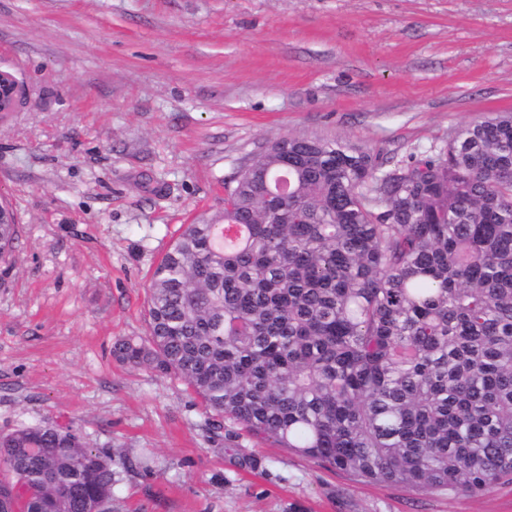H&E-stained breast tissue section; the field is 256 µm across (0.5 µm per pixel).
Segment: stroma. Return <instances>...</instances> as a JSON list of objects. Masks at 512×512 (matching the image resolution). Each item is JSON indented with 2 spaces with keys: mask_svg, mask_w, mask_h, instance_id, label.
<instances>
[{
  "mask_svg": "<svg viewBox=\"0 0 512 512\" xmlns=\"http://www.w3.org/2000/svg\"><path fill=\"white\" fill-rule=\"evenodd\" d=\"M0 199L19 219L0 273V432L74 423L118 459L152 449L117 512H512L368 483L225 423L175 378L117 362L184 224L223 208L282 137L386 156L512 111V0H0Z\"/></svg>",
  "mask_w": 512,
  "mask_h": 512,
  "instance_id": "35a3bbf8",
  "label": "stroma"
}]
</instances>
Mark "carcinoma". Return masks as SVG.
Here are the masks:
<instances>
[{
    "label": "carcinoma",
    "mask_w": 512,
    "mask_h": 512,
    "mask_svg": "<svg viewBox=\"0 0 512 512\" xmlns=\"http://www.w3.org/2000/svg\"><path fill=\"white\" fill-rule=\"evenodd\" d=\"M0 266L18 224L0 205ZM240 224L224 247L218 226ZM122 364L215 417L368 482L512 481V113L391 162L286 136L156 266ZM112 450L46 420L0 433V512H112Z\"/></svg>",
    "instance_id": "1"
}]
</instances>
